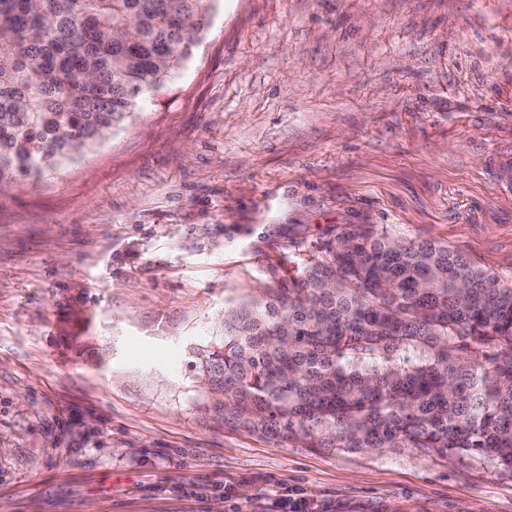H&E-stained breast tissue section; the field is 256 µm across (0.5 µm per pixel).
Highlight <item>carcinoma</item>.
Wrapping results in <instances>:
<instances>
[{
	"label": "carcinoma",
	"mask_w": 512,
	"mask_h": 512,
	"mask_svg": "<svg viewBox=\"0 0 512 512\" xmlns=\"http://www.w3.org/2000/svg\"><path fill=\"white\" fill-rule=\"evenodd\" d=\"M216 0H0V183L81 155L188 59ZM232 429L305 448L477 454L512 470V281L348 224L196 349Z\"/></svg>",
	"instance_id": "cac0c4a2"
}]
</instances>
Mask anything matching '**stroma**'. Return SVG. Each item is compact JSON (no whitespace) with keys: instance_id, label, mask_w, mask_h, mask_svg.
Segmentation results:
<instances>
[{"instance_id":"obj_1","label":"stroma","mask_w":512,"mask_h":512,"mask_svg":"<svg viewBox=\"0 0 512 512\" xmlns=\"http://www.w3.org/2000/svg\"><path fill=\"white\" fill-rule=\"evenodd\" d=\"M348 224L512 281V0H217L102 144L0 185V512H512V470L225 427L196 347ZM273 512H318L320 506L300 494H288V491L273 500Z\"/></svg>"}]
</instances>
